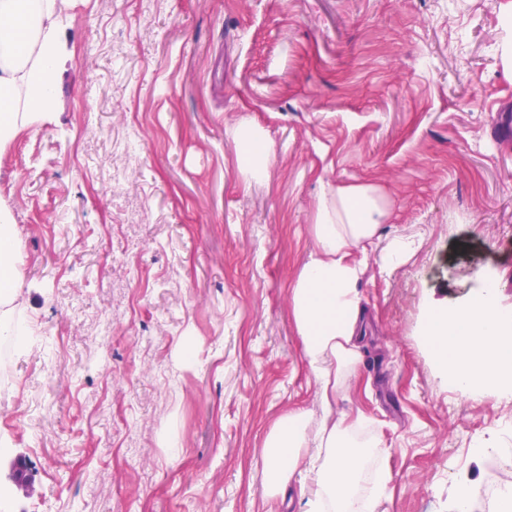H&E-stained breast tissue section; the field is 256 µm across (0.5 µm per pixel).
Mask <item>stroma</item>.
I'll list each match as a JSON object with an SVG mask.
<instances>
[{
	"label": "stroma",
	"instance_id": "35a3bbf8",
	"mask_svg": "<svg viewBox=\"0 0 512 512\" xmlns=\"http://www.w3.org/2000/svg\"><path fill=\"white\" fill-rule=\"evenodd\" d=\"M511 11L71 0L53 109L0 144L32 328L0 360V512H302L267 496L263 443L317 408L289 289L330 185L378 187L382 239L417 243L369 265L362 363L337 404L383 442V512H450L449 487L483 489L474 446L512 448V401L451 391L422 327L489 278L512 309V139L493 134L512 114ZM243 116L270 141L260 183L238 170ZM413 250V242L407 238L392 239L379 253L381 263L393 267L400 263Z\"/></svg>",
	"mask_w": 512,
	"mask_h": 512
}]
</instances>
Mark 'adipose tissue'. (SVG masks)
Segmentation results:
<instances>
[{
	"label": "adipose tissue",
	"mask_w": 512,
	"mask_h": 512,
	"mask_svg": "<svg viewBox=\"0 0 512 512\" xmlns=\"http://www.w3.org/2000/svg\"><path fill=\"white\" fill-rule=\"evenodd\" d=\"M60 23L61 0H0V143L51 111ZM233 136L242 176L250 183L263 181L270 161L266 134L244 118ZM389 216L390 202L375 186L329 187L315 210L314 250L289 290L321 414L294 410L274 422L264 441L263 478L272 497L298 487L306 512H379L381 505L379 492L363 502L356 501L355 492L382 442L375 436L356 438L362 419L339 418L335 411L357 373L364 334L359 286L367 264L352 253L378 252L381 263L392 267L413 249L404 237L380 245V226ZM16 249L15 226L0 212L1 336L22 333L9 310ZM423 338L450 389L467 398L491 391L512 399V312L501 306L495 282H485L463 309H431ZM301 474L305 483L295 484Z\"/></svg>",
	"instance_id": "adipose-tissue-1"
}]
</instances>
